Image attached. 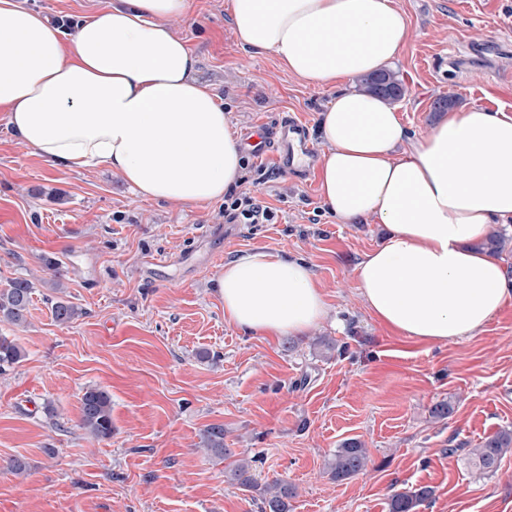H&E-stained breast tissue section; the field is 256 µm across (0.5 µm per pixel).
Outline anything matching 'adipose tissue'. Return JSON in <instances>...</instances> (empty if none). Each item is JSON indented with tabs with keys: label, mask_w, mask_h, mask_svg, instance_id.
Here are the masks:
<instances>
[{
	"label": "adipose tissue",
	"mask_w": 512,
	"mask_h": 512,
	"mask_svg": "<svg viewBox=\"0 0 512 512\" xmlns=\"http://www.w3.org/2000/svg\"><path fill=\"white\" fill-rule=\"evenodd\" d=\"M190 9V0H110L69 40L21 0H0L7 127L51 164L109 166L141 197L223 200L241 183L244 149L171 30ZM228 11L243 48L338 90L317 115L328 146L319 192L339 223L371 217L388 231L356 268L372 317L430 344L482 333L512 302V283L482 247L493 225L512 222V112L452 107L414 139L397 106L344 88L401 56L407 27L395 0H228ZM216 288L225 322L253 335L300 336L330 315L299 257L240 254Z\"/></svg>",
	"instance_id": "ef3b65f1"
}]
</instances>
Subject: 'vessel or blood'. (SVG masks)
Listing matches in <instances>:
<instances>
[{
    "mask_svg": "<svg viewBox=\"0 0 512 512\" xmlns=\"http://www.w3.org/2000/svg\"><path fill=\"white\" fill-rule=\"evenodd\" d=\"M245 137L256 158H273L281 169H288L293 164L295 150L310 152L311 146L303 127L294 119H285L278 126L266 123H254L247 130Z\"/></svg>",
    "mask_w": 512,
    "mask_h": 512,
    "instance_id": "vessel-or-blood-1",
    "label": "vessel or blood"
}]
</instances>
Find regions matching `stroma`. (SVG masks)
Wrapping results in <instances>:
<instances>
[{
  "label": "stroma",
  "instance_id": "obj_1",
  "mask_svg": "<svg viewBox=\"0 0 512 512\" xmlns=\"http://www.w3.org/2000/svg\"><path fill=\"white\" fill-rule=\"evenodd\" d=\"M74 34L107 0H22ZM408 38L393 69L410 135L438 118L440 96L512 110V0H395ZM192 47L197 77L220 99L235 135L286 115L305 124L334 90L306 85L269 51L239 47L226 0H193L172 23ZM317 162L278 169L244 157L240 189L270 208L237 224L223 203L140 197L106 167L46 163L0 121V289L34 285L25 325L0 323L24 352L0 373V512H260V498L224 470L253 458L258 482L282 478L293 512H390L394 494H432L418 512H512V452L483 474L469 452L512 428V304L479 336L448 344L389 333L355 290V269L386 230L338 223L320 197ZM306 260L331 317L303 336H248L224 322L214 281L250 251ZM82 311L54 321L51 299ZM112 398V435L79 426L81 397ZM453 406L445 419L432 408ZM224 427L230 457L200 448ZM365 443V473L337 482L327 462ZM24 458L26 475L9 465Z\"/></svg>",
  "mask_w": 512,
  "mask_h": 512
}]
</instances>
